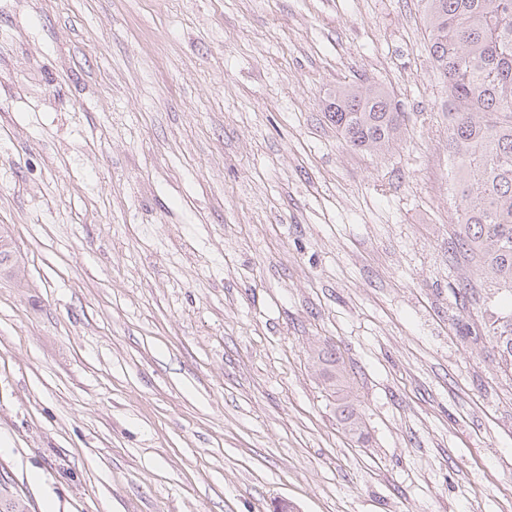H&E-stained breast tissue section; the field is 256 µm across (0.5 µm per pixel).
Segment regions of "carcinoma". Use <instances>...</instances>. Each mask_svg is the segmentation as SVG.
I'll return each mask as SVG.
<instances>
[{
  "label": "carcinoma",
  "instance_id": "obj_1",
  "mask_svg": "<svg viewBox=\"0 0 512 512\" xmlns=\"http://www.w3.org/2000/svg\"><path fill=\"white\" fill-rule=\"evenodd\" d=\"M434 77L446 88L448 160L458 243L512 293V0H421ZM326 109L351 147L383 152L404 113L374 84L336 87ZM502 364L512 370V310L490 315ZM345 429L361 434L348 402L337 406Z\"/></svg>",
  "mask_w": 512,
  "mask_h": 512
}]
</instances>
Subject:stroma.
Returning <instances> with one entry per match:
<instances>
[{
  "label": "stroma",
  "mask_w": 512,
  "mask_h": 512,
  "mask_svg": "<svg viewBox=\"0 0 512 512\" xmlns=\"http://www.w3.org/2000/svg\"><path fill=\"white\" fill-rule=\"evenodd\" d=\"M426 41L420 0H0V499L512 512V294L455 250ZM366 79L382 156L324 109ZM326 109L343 140L362 151L387 150L397 140L404 122V112L390 93L364 82L338 86ZM490 320L500 360L506 369L512 370V304L508 312H492Z\"/></svg>",
  "instance_id": "obj_1"
}]
</instances>
